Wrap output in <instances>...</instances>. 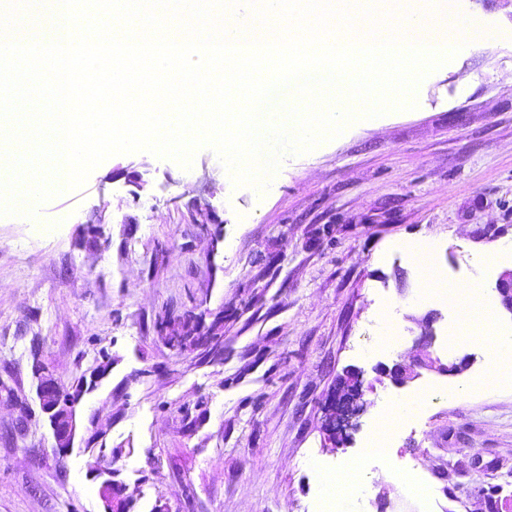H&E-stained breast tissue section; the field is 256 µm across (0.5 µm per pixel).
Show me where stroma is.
Segmentation results:
<instances>
[{
    "label": "stroma",
    "instance_id": "35a3bbf8",
    "mask_svg": "<svg viewBox=\"0 0 512 512\" xmlns=\"http://www.w3.org/2000/svg\"><path fill=\"white\" fill-rule=\"evenodd\" d=\"M414 98L285 156L265 192L234 186L210 148L187 169L121 154L34 216H0V512H104L85 433L60 454L40 410L34 337L67 387L111 357L81 416L118 449L134 512H315L321 475L341 463L358 488L339 512H512V378L483 385V336L449 348L457 315L439 296L405 306L421 278L406 242H434L437 266L462 283L512 239V49L489 41L453 57ZM128 166L147 182L136 198ZM431 310L433 355H475L471 368L377 383V364L418 357L415 320ZM187 319L221 336L218 356L165 343ZM386 326L401 345L382 346ZM351 369L375 390L337 434L334 394ZM421 394L420 421L386 458L357 462L386 407ZM398 468L425 469L435 504Z\"/></svg>",
    "mask_w": 512,
    "mask_h": 512
}]
</instances>
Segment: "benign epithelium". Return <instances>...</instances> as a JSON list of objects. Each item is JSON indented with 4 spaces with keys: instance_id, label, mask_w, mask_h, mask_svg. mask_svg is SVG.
<instances>
[{
    "instance_id": "1",
    "label": "benign epithelium",
    "mask_w": 512,
    "mask_h": 512,
    "mask_svg": "<svg viewBox=\"0 0 512 512\" xmlns=\"http://www.w3.org/2000/svg\"><path fill=\"white\" fill-rule=\"evenodd\" d=\"M496 298L504 309L512 313V270L503 272L495 285ZM439 314L433 311L415 320L420 329L418 342L421 343L425 355L410 362H396L391 366L381 365L375 368L377 375L388 380L393 386L403 388L419 377V370L426 369L441 375H458L466 371L474 362L471 354L457 362L445 363L430 352L435 341L434 323ZM36 397L41 410L50 417L51 430L56 448L65 454L73 447L76 436V420L71 410L63 404V385L52 374H44L37 378Z\"/></svg>"
}]
</instances>
